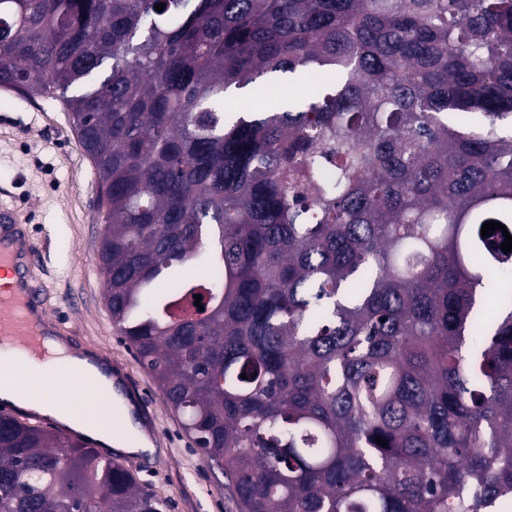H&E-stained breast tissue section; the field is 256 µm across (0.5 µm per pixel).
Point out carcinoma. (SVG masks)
<instances>
[{
  "instance_id": "1",
  "label": "carcinoma",
  "mask_w": 512,
  "mask_h": 512,
  "mask_svg": "<svg viewBox=\"0 0 512 512\" xmlns=\"http://www.w3.org/2000/svg\"><path fill=\"white\" fill-rule=\"evenodd\" d=\"M1 82L67 112L112 324L242 512L512 503V0H0ZM163 508L0 413V512Z\"/></svg>"
}]
</instances>
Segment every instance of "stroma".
<instances>
[{
  "label": "stroma",
  "instance_id": "stroma-1",
  "mask_svg": "<svg viewBox=\"0 0 512 512\" xmlns=\"http://www.w3.org/2000/svg\"><path fill=\"white\" fill-rule=\"evenodd\" d=\"M1 201L19 210L38 244L33 269L51 316L87 347L124 364L150 404L144 423L163 435L150 453L127 456L107 445L103 453L163 501L165 512H241L227 478L204 460L112 326L98 261L103 222L97 177L60 106L0 94Z\"/></svg>",
  "mask_w": 512,
  "mask_h": 512
}]
</instances>
